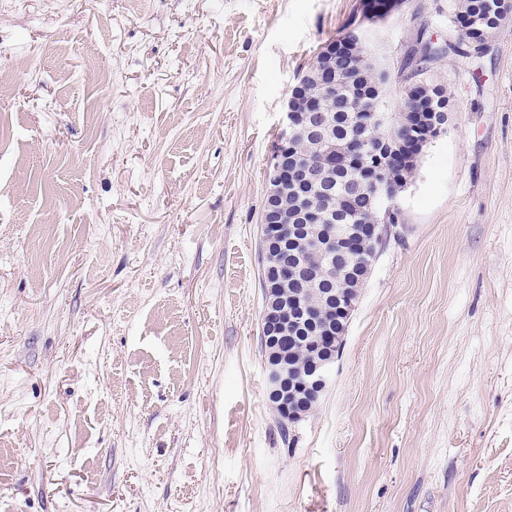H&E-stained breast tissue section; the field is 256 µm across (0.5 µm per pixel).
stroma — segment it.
<instances>
[{
	"mask_svg": "<svg viewBox=\"0 0 512 512\" xmlns=\"http://www.w3.org/2000/svg\"><path fill=\"white\" fill-rule=\"evenodd\" d=\"M359 2L0 0V512H512V21L434 62L453 118L317 406L268 400L267 167Z\"/></svg>",
	"mask_w": 512,
	"mask_h": 512,
	"instance_id": "1",
	"label": "stroma"
}]
</instances>
